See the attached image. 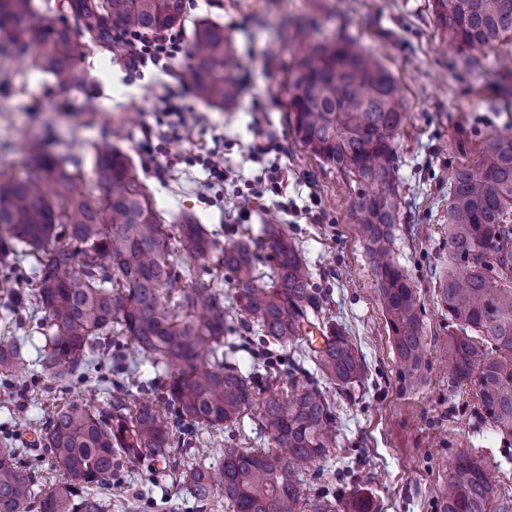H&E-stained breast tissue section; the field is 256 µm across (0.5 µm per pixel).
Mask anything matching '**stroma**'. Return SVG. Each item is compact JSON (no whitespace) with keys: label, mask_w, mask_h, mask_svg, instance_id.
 I'll return each instance as SVG.
<instances>
[{"label":"stroma","mask_w":512,"mask_h":512,"mask_svg":"<svg viewBox=\"0 0 512 512\" xmlns=\"http://www.w3.org/2000/svg\"><path fill=\"white\" fill-rule=\"evenodd\" d=\"M431 5L432 0H187L184 39H191L200 22L223 26L239 62L235 76L241 92L223 110L189 98L182 128L163 140L156 135L167 125L163 99L178 85L186 57L166 70L135 69L124 57L91 45L78 64L91 72L94 84L63 90L26 61L1 54L0 163L10 175L23 177L25 142L38 136L61 159L82 156L88 169L91 144L106 137L129 155L166 223L193 214L222 247L244 232L261 244L264 228L286 232L299 245L313 282L328 293L325 316L341 324L368 364L353 400L333 402L337 446L309 474L306 494L357 485L371 498L374 512H441L448 461L470 451L487 462L496 490L493 512H512V435L499 433L483 418L474 385H457L449 377L440 355L454 329L438 294L449 261L451 177L458 167H475L490 137L512 133V76L502 77L498 62L500 53L512 54V43L461 57L438 28ZM291 17L314 20L309 45L334 37L360 42L380 59L407 101L394 143L402 209L393 227L392 256L419 294L429 362L411 388L399 381L366 240L352 215L355 191L341 172L296 142L288 123V78L304 47L281 34L283 20ZM90 100L97 112L86 111ZM256 144L268 146V153L255 155ZM214 154L223 157L228 174L211 183L204 162ZM272 165L286 185L287 207L268 193L242 212L239 192L255 186ZM45 331L32 301L17 305L12 316L0 313V336L25 337L30 373L23 390L0 379V440L22 447L21 462L46 490L59 472L48 456L26 449V441L44 427L53 404L66 399L98 407L106 405L108 394L96 377L47 391ZM228 432L245 448L271 445L249 414L229 431H200L189 446L176 448L175 456L217 463L215 446ZM134 495L173 506L174 512H224L220 500L197 506L177 471L159 466L137 465L115 481L107 512H127Z\"/></svg>","instance_id":"stroma-1"}]
</instances>
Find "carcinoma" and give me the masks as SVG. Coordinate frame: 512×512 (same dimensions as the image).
<instances>
[{"mask_svg": "<svg viewBox=\"0 0 512 512\" xmlns=\"http://www.w3.org/2000/svg\"><path fill=\"white\" fill-rule=\"evenodd\" d=\"M436 22L461 54L512 39V0H433ZM58 17L51 18L49 14ZM185 0H0L6 52L28 60L62 89H83L90 74L77 60L86 42L109 55L124 51L128 30L151 34L182 24ZM224 27L200 22L184 77L203 102L234 103L240 86ZM288 120L295 139L334 166L357 191L353 216L368 241L378 292L392 331L401 377L424 363L421 304L409 275L391 257V226L401 208L393 142L406 110L395 79L355 39L312 48L289 76ZM21 179L0 171V253L35 259L31 291L13 286L6 303L36 300L53 330L45 337L49 377L66 388L102 368L112 334L164 372L166 391L143 400L130 391L135 370L118 368L107 406L53 408L32 448L48 454L60 478L46 493L0 442V512H105L88 492L112 486L124 466L168 462L174 445L199 429L227 427L252 411L272 448L224 441L213 467L184 465L180 483L202 505L223 497L226 512H372L371 498L305 494L309 473L336 447V411L326 385L350 400L366 364L340 324L323 317L328 298L312 281L299 248L271 229L268 270L251 237L217 249L191 219L166 226L129 156L107 138L92 145V181L100 195L76 191L83 161L58 162L47 142L25 147ZM448 271L441 303L460 334L448 337V374L474 379L483 416L512 435V134L488 139L475 168H459L448 189ZM184 263L176 265L173 251ZM210 275L200 282L193 265ZM235 281L224 295V273ZM323 337L317 347L310 328ZM307 345L288 371L291 398L267 392L282 371L280 350ZM25 343L0 342V378L26 382ZM249 355L242 371L237 351ZM306 374L298 383L296 371ZM495 489L486 462L459 452L448 462L443 512H491Z\"/></svg>", "mask_w": 512, "mask_h": 512, "instance_id": "obj_1", "label": "carcinoma"}]
</instances>
